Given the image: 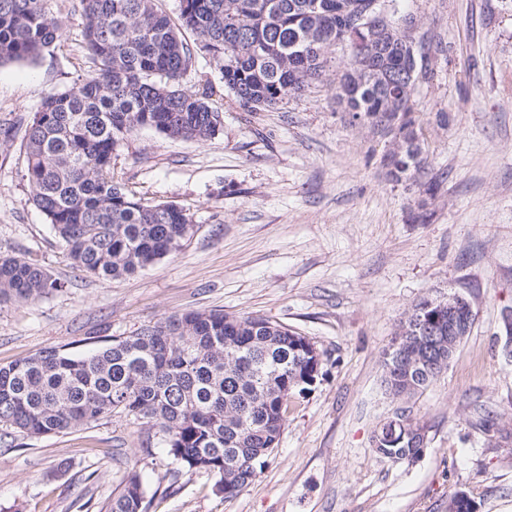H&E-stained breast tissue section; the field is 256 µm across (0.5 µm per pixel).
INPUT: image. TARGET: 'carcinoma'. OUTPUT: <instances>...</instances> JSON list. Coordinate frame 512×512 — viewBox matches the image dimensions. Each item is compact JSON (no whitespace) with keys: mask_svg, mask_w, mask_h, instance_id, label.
I'll use <instances>...</instances> for the list:
<instances>
[{"mask_svg":"<svg viewBox=\"0 0 512 512\" xmlns=\"http://www.w3.org/2000/svg\"><path fill=\"white\" fill-rule=\"evenodd\" d=\"M350 0H179L178 22L156 0H81L84 48L98 64L90 78L47 96L25 139L24 177L33 201L79 271L102 278L134 275L179 252L194 233L186 212L169 203L146 205L112 182V157L135 131L206 141L221 113L204 93L183 87L198 49L222 62L224 87L248 112L302 95L324 71L338 41L356 48L336 2ZM195 36V47L181 30ZM62 34L46 0H0V64L34 61ZM392 48L382 61L406 98L415 83L401 78L408 58ZM355 122L384 124V135L406 142L399 157L383 154L389 179L409 185L427 175L415 112H399L379 82L360 76L336 92ZM64 283L37 261L0 257V303L37 301ZM419 299L396 336L407 338ZM95 348L63 346L0 366V424L27 437L60 434L111 413L133 416L161 434L179 470L215 477L224 498L236 497L277 447L288 398L308 389L319 370L310 338L264 317L220 311L173 314L132 336L88 338ZM448 363H419L391 373L396 398L426 389ZM420 449L404 439L375 450L392 463ZM145 483L134 472L112 497L109 512H148Z\"/></svg>","mask_w":512,"mask_h":512,"instance_id":"carcinoma-1","label":"carcinoma"}]
</instances>
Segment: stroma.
Here are the masks:
<instances>
[{
  "instance_id": "1",
  "label": "stroma",
  "mask_w": 512,
  "mask_h": 512,
  "mask_svg": "<svg viewBox=\"0 0 512 512\" xmlns=\"http://www.w3.org/2000/svg\"><path fill=\"white\" fill-rule=\"evenodd\" d=\"M62 38L32 63L0 65V256L33 258L65 282L37 303L0 304V366L90 336H129L187 311L262 316L322 354L312 390L292 397L278 448L227 500L215 479L177 471L133 417L29 438L0 425V512H108L141 471L149 512H512V362L501 347L512 308V0H396L433 60L414 92L421 145L441 184L418 224L419 190L387 180L385 140L336 104L339 44L309 94L243 110L221 64L195 52L184 78L221 112L214 138L144 128L112 158V180L146 204L186 210L193 236L138 274L76 271L32 201L25 135L43 99L93 76L80 0H48ZM467 298L475 320L447 370L401 401L383 350L420 298ZM407 409L427 443L415 461L379 458L381 423Z\"/></svg>"
}]
</instances>
